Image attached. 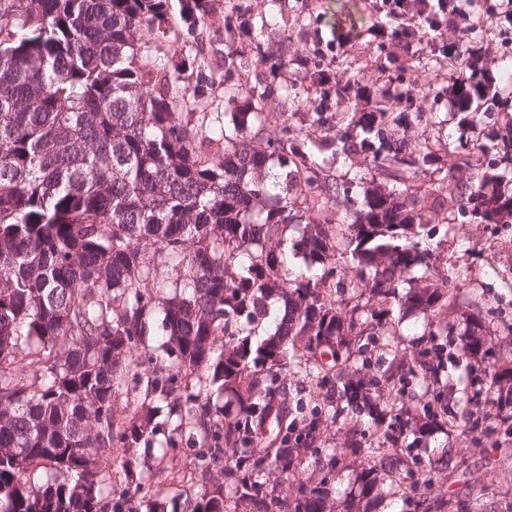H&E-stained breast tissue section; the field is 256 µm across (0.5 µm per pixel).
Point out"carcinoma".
<instances>
[{
	"mask_svg": "<svg viewBox=\"0 0 512 512\" xmlns=\"http://www.w3.org/2000/svg\"><path fill=\"white\" fill-rule=\"evenodd\" d=\"M168 12V0H0V512H372L386 498L401 512H485L493 484L446 498L453 449L435 457L427 441L477 433L500 452L490 463L512 457V349L472 325L451 401L434 354L453 285L498 272L427 243L450 203L462 222L512 216V154L449 177L420 208L411 182L434 145L391 149L384 132L403 117L368 100L371 111L344 113L335 153L391 191L333 219L341 188L311 176L288 124L213 112L203 42L145 62L143 32L167 36ZM180 13L193 35L210 0H181ZM459 94L461 126L495 101L473 77ZM303 219L291 249L319 274L288 268L284 234ZM149 245L170 269L166 300ZM332 249L349 261L329 263ZM405 306L423 318L418 340L400 330ZM23 341L35 351L20 359ZM471 404L489 411L473 420ZM183 455L180 483L146 484ZM357 460L359 491L336 497V470ZM38 469L49 479L36 487Z\"/></svg>",
	"mask_w": 512,
	"mask_h": 512,
	"instance_id": "obj_1",
	"label": "carcinoma"
}]
</instances>
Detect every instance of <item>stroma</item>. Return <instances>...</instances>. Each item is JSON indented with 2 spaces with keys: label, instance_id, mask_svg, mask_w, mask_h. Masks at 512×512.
I'll list each match as a JSON object with an SVG mask.
<instances>
[{
  "label": "stroma",
  "instance_id": "1",
  "mask_svg": "<svg viewBox=\"0 0 512 512\" xmlns=\"http://www.w3.org/2000/svg\"><path fill=\"white\" fill-rule=\"evenodd\" d=\"M478 9L457 17L444 32L445 43L414 44L404 51L393 32L375 35L372 0H211L212 13L204 24L206 47L232 49L248 60V71L216 72L208 88L215 106L227 115L251 111L244 97H226L225 88L248 81L268 88L262 104L270 124L289 123L290 135L305 143L321 176L348 182L350 173L343 158L333 155L330 141L345 132L336 115L348 112L357 100H386L393 111L406 113V121L387 129L386 143L411 148L422 138L436 139L431 165L420 170L413 182L421 205L432 202L448 177L467 178L484 170L492 154L479 152L482 144L494 142L497 132L512 125V45L502 44L488 11L495 0H479ZM173 32L153 40L151 63H166L187 55L192 37L184 32L177 0L170 5ZM353 14L355 24L345 23ZM247 28H240L242 20ZM467 28L464 39L471 46L472 68L491 77L498 86L499 101L508 103L505 112L492 113L477 125L461 127L448 112L447 43L457 41L459 28ZM287 48V61H280L278 48ZM266 62H257L258 52ZM327 74L326 82L314 78V70ZM296 85L301 100L291 103L280 89ZM346 95H337L339 87ZM440 249L454 263L480 268L485 260L495 262L505 279L512 277V224L491 228L487 224L452 221ZM504 279V281H505ZM504 281L477 279L461 284L459 299L448 309L453 334L449 348H456L467 324V300L485 299L492 309L489 330L496 341L512 343V289Z\"/></svg>",
  "mask_w": 512,
  "mask_h": 512
}]
</instances>
